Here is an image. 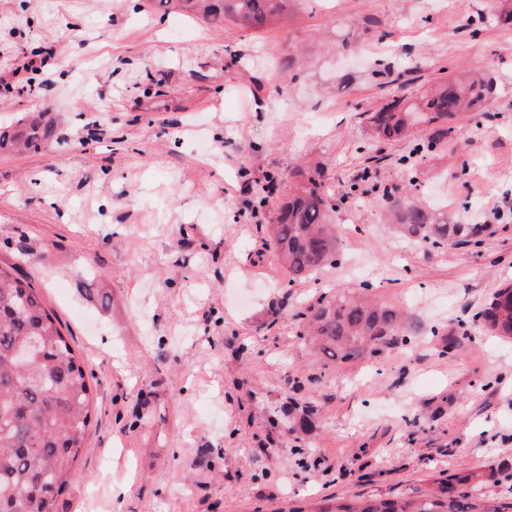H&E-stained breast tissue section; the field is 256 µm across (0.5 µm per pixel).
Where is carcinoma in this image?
Listing matches in <instances>:
<instances>
[{
	"label": "carcinoma",
	"instance_id": "1",
	"mask_svg": "<svg viewBox=\"0 0 512 512\" xmlns=\"http://www.w3.org/2000/svg\"><path fill=\"white\" fill-rule=\"evenodd\" d=\"M166 12L201 17L217 28L259 30L280 16L288 0H159ZM489 79L466 71L436 81L419 96L395 99L367 117L369 140L388 143L419 125L429 127L418 148L431 152L446 144L467 112L483 107L492 93ZM53 125L39 117L0 126V152L37 150L51 143ZM288 193L277 200L275 223L265 225L274 255L288 269V282L312 277L335 261L336 211L321 167L291 173ZM388 221L409 242L433 248L448 243L477 244L475 224H452L448 213L410 194L385 196ZM480 323L499 336H512V283L494 292L479 313ZM299 335L317 354L336 364L371 358L407 343V316L366 294L321 295L296 314ZM90 388L82 363L31 283L0 269V502L14 512H56L59 492L68 483L78 457L89 451ZM501 471L466 474L439 472L432 487L414 497H385L352 492L326 498L310 512H512V494L481 492ZM47 495L32 499L35 484Z\"/></svg>",
	"mask_w": 512,
	"mask_h": 512
}]
</instances>
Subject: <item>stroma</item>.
Returning <instances> with one entry per match:
<instances>
[{
  "label": "stroma",
  "mask_w": 512,
  "mask_h": 512,
  "mask_svg": "<svg viewBox=\"0 0 512 512\" xmlns=\"http://www.w3.org/2000/svg\"><path fill=\"white\" fill-rule=\"evenodd\" d=\"M511 9L290 0L243 32L148 0H0V124L40 112L56 131L0 153V266L56 316L93 398L58 512H305L490 466L509 477L485 493L512 489V340L476 321L512 281ZM44 56L27 89L21 60ZM461 69L495 91L447 145L416 154L424 126L368 145V113ZM314 166L339 256L292 284L252 262L275 220L258 202L266 175ZM405 188L484 225L481 243L396 238L384 197ZM364 287L410 310L411 343L324 364L295 312ZM292 397L312 432L289 430Z\"/></svg>",
  "instance_id": "obj_1"
}]
</instances>
